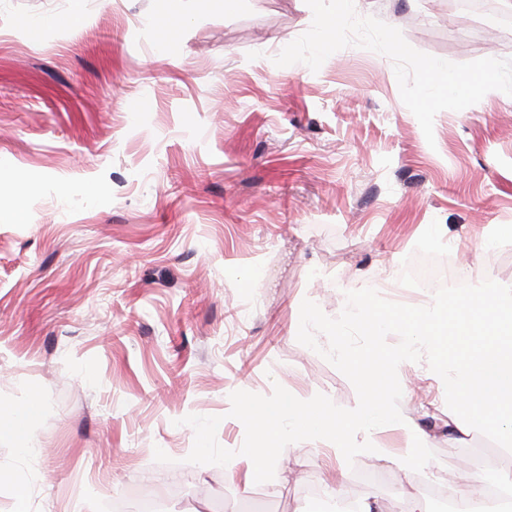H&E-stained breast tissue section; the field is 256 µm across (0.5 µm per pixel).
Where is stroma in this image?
<instances>
[{
  "label": "stroma",
  "instance_id": "stroma-1",
  "mask_svg": "<svg viewBox=\"0 0 512 512\" xmlns=\"http://www.w3.org/2000/svg\"><path fill=\"white\" fill-rule=\"evenodd\" d=\"M167 0H0V411L41 408L27 451L0 440V512H112L152 483L168 512H304L349 497L413 512L472 471L497 482L512 452L477 431L448 438L441 379L412 375L399 408L435 454L398 463L412 438L376 428L382 456L288 445L273 480L243 484L186 458L190 414L217 416L236 450L237 390L328 396L351 382L297 341L311 300L445 260L443 284L476 271L512 284V96L489 92L434 119V143L401 100L392 61L349 46L318 71L274 57L311 26L305 0H190L169 58ZM358 15L454 62L512 59V31L448 0H357ZM66 17L31 39L24 24ZM151 102L146 112L133 99ZM256 287H249V280Z\"/></svg>",
  "mask_w": 512,
  "mask_h": 512
}]
</instances>
